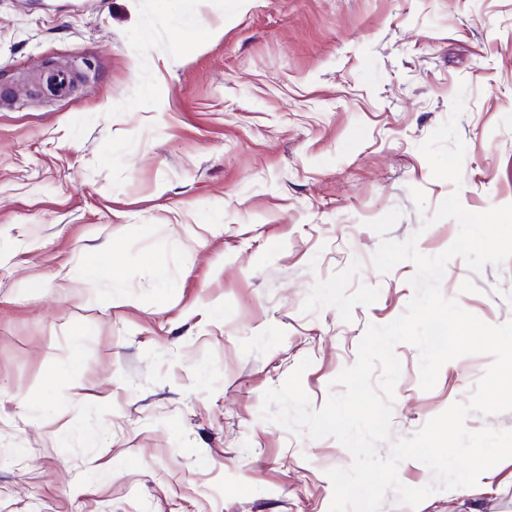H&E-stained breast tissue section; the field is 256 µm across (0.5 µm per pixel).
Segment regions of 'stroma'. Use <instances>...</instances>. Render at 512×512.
<instances>
[{
    "mask_svg": "<svg viewBox=\"0 0 512 512\" xmlns=\"http://www.w3.org/2000/svg\"><path fill=\"white\" fill-rule=\"evenodd\" d=\"M462 84L457 189L419 146ZM415 188L512 204V0H0V512H328L351 454L263 395L307 358L322 407L404 313L415 266L378 272L370 221L399 209L427 256L458 233ZM441 292L511 320L512 260L452 259ZM395 353L394 440L493 361L426 391ZM382 512H512V459Z\"/></svg>",
    "mask_w": 512,
    "mask_h": 512,
    "instance_id": "35a3bbf8",
    "label": "stroma"
}]
</instances>
